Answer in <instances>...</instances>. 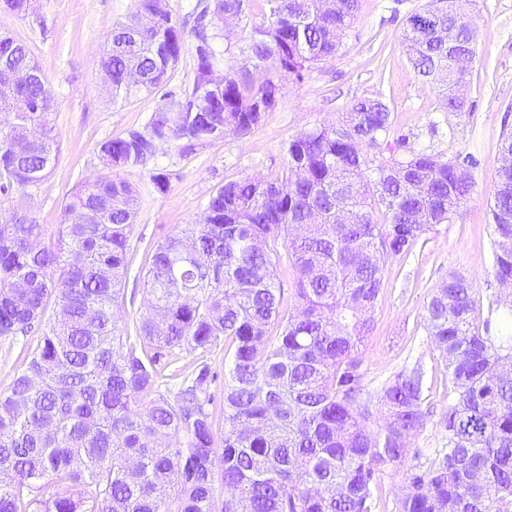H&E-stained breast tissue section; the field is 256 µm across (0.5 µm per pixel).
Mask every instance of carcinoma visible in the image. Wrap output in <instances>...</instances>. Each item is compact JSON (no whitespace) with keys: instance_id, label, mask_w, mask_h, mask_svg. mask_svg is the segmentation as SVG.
<instances>
[{"instance_id":"obj_1","label":"carcinoma","mask_w":512,"mask_h":512,"mask_svg":"<svg viewBox=\"0 0 512 512\" xmlns=\"http://www.w3.org/2000/svg\"><path fill=\"white\" fill-rule=\"evenodd\" d=\"M359 2L266 0L255 23L247 0H196L187 32L165 0H136L112 27L98 60L112 73V103L167 85L189 40L194 78L167 90L143 127L99 145L107 172L68 195L54 243L27 213L0 214V335H27L53 307L41 341L20 351L23 373L0 394V512H379L390 468L403 469L395 512H512V302L483 301L455 273L431 297L423 329L454 393L434 457L422 463L409 448L430 416L422 368L364 396L386 262L449 222L474 188L455 161L406 147L378 95L292 136L274 178L217 187L198 222L153 245L148 305L135 334L119 327L139 205L120 172L166 144L191 154L250 133L284 80L336 59ZM456 2L426 0L404 35L418 75L441 74L445 112L465 111L452 89L471 77L448 41ZM141 15L153 25L138 26ZM234 28L264 80L246 66L221 70ZM132 67L141 79L129 86ZM5 68L38 78L0 91V112L13 116L0 127L3 195L37 185L59 153L52 90L28 47L1 34ZM17 95L27 111H12ZM490 212L492 274L512 283V165L494 176ZM280 265L294 274L292 312ZM221 343L220 433L209 365L188 372L176 362ZM47 485L56 493L45 499Z\"/></svg>"}]
</instances>
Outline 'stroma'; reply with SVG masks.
I'll return each mask as SVG.
<instances>
[{
	"label": "stroma",
	"instance_id": "35a3bbf8",
	"mask_svg": "<svg viewBox=\"0 0 512 512\" xmlns=\"http://www.w3.org/2000/svg\"><path fill=\"white\" fill-rule=\"evenodd\" d=\"M426 0H360L357 20L335 62L314 69L302 81H284L278 105L265 113L245 137L226 136L184 156L174 146L147 166L131 168L124 179L140 192L123 281L128 303L123 322L147 302L142 269L154 243L198 220L214 189L248 175L274 176L285 164L289 137L315 125L337 121L350 102L381 95L392 112L396 134L414 148L431 147L445 157L473 155L474 188L470 200L445 224L423 236L412 253L389 260L375 329L364 359L366 393L404 368L422 366L430 386L433 415L415 434L411 447L434 456L444 447L441 420L453 400L448 372L433 355L423 329L425 307L450 272L468 277L489 298L500 288L491 275L492 179L502 163L499 144L512 131V0H465L464 11L477 29V57L466 90V112H445L438 87L414 71L403 43L407 18ZM135 0H33L29 12L0 7V34L23 42L38 62L54 95L58 161L25 194L0 196V211L28 212L46 232L59 227L66 197L81 183L102 174L101 142L141 127L161 103L157 94H141L113 104L96 61L113 24L126 20ZM169 177L166 193L154 190L150 176ZM46 331L36 326L25 336L0 337V393L8 392L23 365L22 346L36 345Z\"/></svg>",
	"mask_w": 512,
	"mask_h": 512
}]
</instances>
